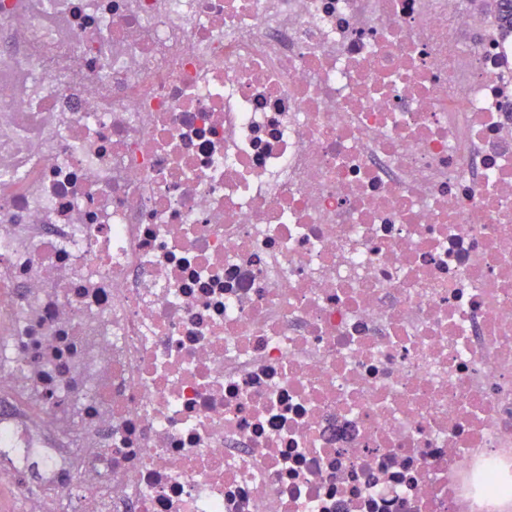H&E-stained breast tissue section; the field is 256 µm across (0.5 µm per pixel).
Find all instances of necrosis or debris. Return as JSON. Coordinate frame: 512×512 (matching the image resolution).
Wrapping results in <instances>:
<instances>
[{"label":"necrosis or debris","mask_w":512,"mask_h":512,"mask_svg":"<svg viewBox=\"0 0 512 512\" xmlns=\"http://www.w3.org/2000/svg\"><path fill=\"white\" fill-rule=\"evenodd\" d=\"M500 512L512 36L489 0H0V492Z\"/></svg>","instance_id":"necrosis-or-debris-1"}]
</instances>
